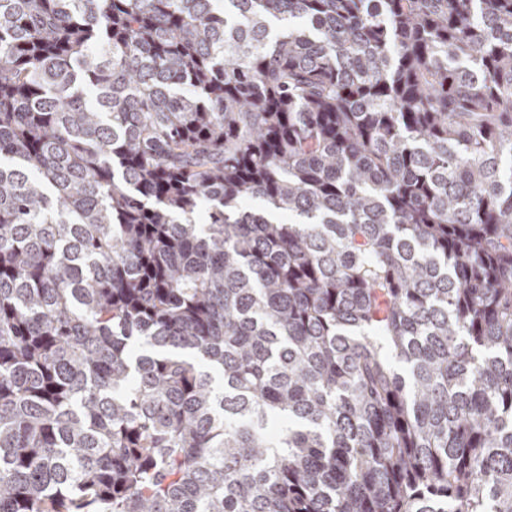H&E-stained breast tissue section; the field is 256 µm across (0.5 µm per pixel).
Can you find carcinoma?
<instances>
[{"mask_svg": "<svg viewBox=\"0 0 512 512\" xmlns=\"http://www.w3.org/2000/svg\"><path fill=\"white\" fill-rule=\"evenodd\" d=\"M0 512H512V0H0Z\"/></svg>", "mask_w": 512, "mask_h": 512, "instance_id": "obj_1", "label": "carcinoma"}]
</instances>
